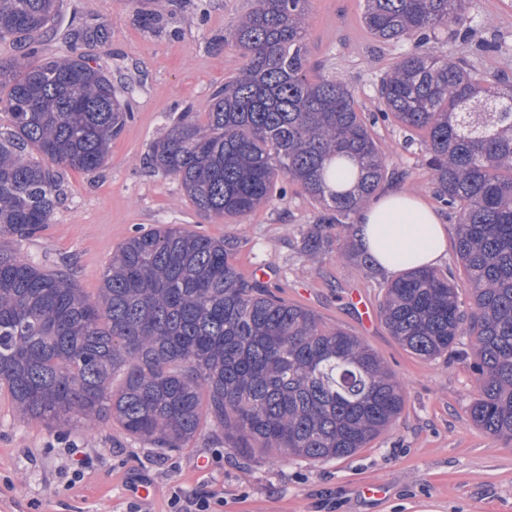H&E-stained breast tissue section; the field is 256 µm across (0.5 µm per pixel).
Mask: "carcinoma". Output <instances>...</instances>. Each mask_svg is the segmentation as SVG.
I'll return each instance as SVG.
<instances>
[{
  "mask_svg": "<svg viewBox=\"0 0 512 512\" xmlns=\"http://www.w3.org/2000/svg\"><path fill=\"white\" fill-rule=\"evenodd\" d=\"M59 0H0V40L25 47L58 16ZM309 0H257L228 37L246 59L152 145L149 163L180 181L205 215L239 220L299 185L318 205L302 249L342 239L387 179L372 125L393 120L424 138L439 202L460 211L455 277L408 269L383 285L380 316L407 351L432 360L471 339L477 397L467 416L512 441V84L483 86L459 58L421 52L441 28L462 43L467 0H364L380 41L413 42L362 112L336 77L313 78ZM108 25L73 27L68 52L0 65V389L26 420L56 427L113 419L127 435L176 449L209 423L242 453L338 459L364 448L400 414L403 385L359 337L328 327L257 280L242 277L235 243L166 224L112 253L96 299L1 241L26 238L59 204L58 168L99 169L133 116L112 77L80 49ZM340 229L332 236L329 229ZM120 384H115L116 374Z\"/></svg>",
  "mask_w": 512,
  "mask_h": 512,
  "instance_id": "cac0c4a2",
  "label": "carcinoma"
}]
</instances>
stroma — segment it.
<instances>
[{"instance_id":"stroma-1","label":"stroma","mask_w":512,"mask_h":512,"mask_svg":"<svg viewBox=\"0 0 512 512\" xmlns=\"http://www.w3.org/2000/svg\"><path fill=\"white\" fill-rule=\"evenodd\" d=\"M255 0H60L52 29L39 36V59L62 55L70 27L111 23L106 42L83 51L124 87L134 118L113 141L97 171L61 172V202L38 233L11 238L10 247L33 263L64 270L96 296L106 264L137 231L180 224L236 240V265L246 277L264 268L285 301L313 311L323 324L360 337L404 386L399 418L353 455L310 461L273 454L243 455L222 432L204 428L185 448H154L111 421L65 431L22 419L0 390V512H175L176 499L213 495L219 512H512V444L475 427L467 410L477 395L468 361L469 337L454 356L425 360L405 350L379 313L387 274L363 266L364 253L306 252L302 238L317 215L299 186L243 221L205 217L180 182L154 173L153 143L186 104L204 110L212 93L244 65L225 35ZM362 0H309L307 48L315 74L342 79L364 111H373L383 74L406 51L366 29ZM476 39L501 43L499 53L474 54L471 45L439 31L428 48L467 60L483 85L512 81V0H470ZM163 19L146 28L141 14ZM373 137L388 165L405 172L401 190L436 207L456 227L458 212L441 207L420 148H406L405 131L378 124ZM367 309H360V302ZM94 457L72 479L70 449ZM150 490L142 497L136 479Z\"/></svg>"}]
</instances>
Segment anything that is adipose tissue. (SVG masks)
<instances>
[{
  "label": "adipose tissue",
  "mask_w": 512,
  "mask_h": 512,
  "mask_svg": "<svg viewBox=\"0 0 512 512\" xmlns=\"http://www.w3.org/2000/svg\"><path fill=\"white\" fill-rule=\"evenodd\" d=\"M356 241L380 269L394 273L391 256H409L410 267H432L441 258L448 228L423 199L399 189H388L364 206L356 218Z\"/></svg>",
  "instance_id": "ef3b65f1"
}]
</instances>
